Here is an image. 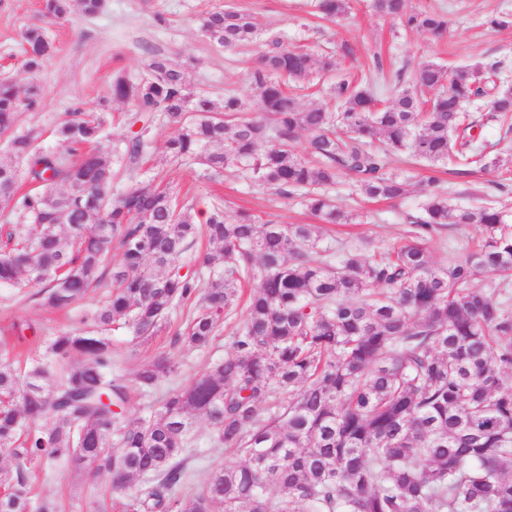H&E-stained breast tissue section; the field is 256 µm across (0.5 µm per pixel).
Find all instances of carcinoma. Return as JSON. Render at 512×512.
I'll return each mask as SVG.
<instances>
[{
    "label": "carcinoma",
    "instance_id": "obj_1",
    "mask_svg": "<svg viewBox=\"0 0 512 512\" xmlns=\"http://www.w3.org/2000/svg\"><path fill=\"white\" fill-rule=\"evenodd\" d=\"M75 4L94 16L105 0H42V13L62 19ZM315 7L333 20L347 14L349 0ZM373 7L403 31L441 38L448 29L444 14L415 11L407 0ZM201 29L226 49L259 44L253 85L261 117L247 116L235 95L218 104L191 93L193 60L155 53L142 77L113 76V99L130 106L129 125L162 113L175 128L165 142L172 160L206 174L237 167L257 186L301 195L326 224L349 221L325 192L341 176L370 198H400L407 182L392 171V157L465 174L476 151L467 106L488 98L494 111L512 114L500 61L451 75L426 62L383 108L368 87L344 77L330 87L339 110L307 109L290 89L336 71L334 56L319 62L263 40L251 17L231 6L208 13ZM23 40L27 86L0 80L8 156L0 159V204L31 225L0 227V286L24 279L39 288L40 305L65 309L109 278L112 292L94 320L123 324L141 343L177 305L194 306L181 336L196 348L216 337V316L242 307L245 320L234 352L145 418L123 417L127 392L112 379L109 337L58 335L23 373L1 343L0 456L19 467H0V512H56L47 501L32 506L23 466L60 462L71 472L108 474L117 501L141 482L123 512H213L218 504L224 512H512V227L502 212L453 206L430 190L408 242L370 259L346 245L316 260L311 224L261 223L246 210L228 219L217 204L198 225L171 184L136 179L145 142L133 131L121 148L130 184L114 197L107 113L77 111L60 123V153L43 148L35 132L16 131L19 114L39 104L37 75L54 52L38 25ZM64 153L78 160L67 163ZM24 177L38 191L19 193ZM469 224L482 226L485 239L465 258L434 265L431 236ZM201 233L212 246L207 284L178 266ZM252 279L259 285L246 294L242 283ZM175 370L161 352L136 383L150 390ZM199 417L214 447L244 461L196 488L185 452ZM45 418L52 426L38 425Z\"/></svg>",
    "mask_w": 512,
    "mask_h": 512
}]
</instances>
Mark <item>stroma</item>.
Returning a JSON list of instances; mask_svg holds the SVG:
<instances>
[{
    "label": "stroma",
    "instance_id": "1",
    "mask_svg": "<svg viewBox=\"0 0 512 512\" xmlns=\"http://www.w3.org/2000/svg\"><path fill=\"white\" fill-rule=\"evenodd\" d=\"M228 1L250 14L260 30L278 32L288 45H305L315 57L332 49L340 66L364 73H369L373 58H380L382 73L372 75L371 82L377 97L385 103L392 101L411 73L427 61L450 72L501 61L512 72V28L497 29L487 23L490 16L512 14V0H409L410 8L447 14L448 34L439 40L395 31L389 19L371 9L370 0H350L348 16L333 22L317 16L313 0H107L101 14L86 17L75 13L65 21L43 19L41 0H0V80L19 82L24 78L21 33L25 26H44L56 47L54 56L38 74L43 88L40 105L22 113L19 130H39L42 147L52 150L56 147L52 136L56 125L75 109L103 103L112 114L107 129L110 142L118 144L128 133L125 117L129 107L113 101L112 76L119 69L134 79L143 76L152 49L177 61L193 57L194 64L187 73L191 92L207 93L220 101L229 91L246 103H254L251 74L257 65L258 47L226 50L209 42L199 28L202 16L223 8ZM469 113L483 162L473 165L465 175L435 171L413 160L395 162L396 173L406 179L408 187L403 197L394 200L365 198L348 178H341L331 194L337 206L352 216L349 223L341 225L317 223L300 198L286 199L258 188L238 169L229 168L206 178L197 165L171 161L164 146L173 128L160 115L145 133L147 154L138 178L146 182L162 177L172 182L193 204L197 223H205L212 205L218 202L230 217L247 209L260 219L280 224H317L324 246L335 249L353 243L369 256L407 239L432 176L438 178L452 204L469 207L492 203L512 214V122L500 118L485 100L470 106ZM481 235L476 225L440 231L429 242L434 263L447 264L452 256L464 258L472 241ZM107 296L108 289L103 286L67 309L52 310L16 289L2 287L0 340L10 339L12 321L29 322L39 328V340L15 345L14 350L22 361L38 358L46 339L88 330L94 311ZM188 314V307L173 309L162 330L145 343L134 340L127 327L112 329V376L128 388L125 416L149 415L168 391L206 372L232 352L233 336L243 314L221 319L219 336L204 351L188 348L177 340ZM160 352L168 353L177 369L155 390H142L135 382V373ZM192 440L186 457L195 484H204L216 469L237 461L236 455L213 447L206 419L197 420ZM27 474L33 502L52 501L57 512L102 510L101 493L107 475L89 477L60 466L48 473L31 467Z\"/></svg>",
    "mask_w": 512,
    "mask_h": 512
}]
</instances>
